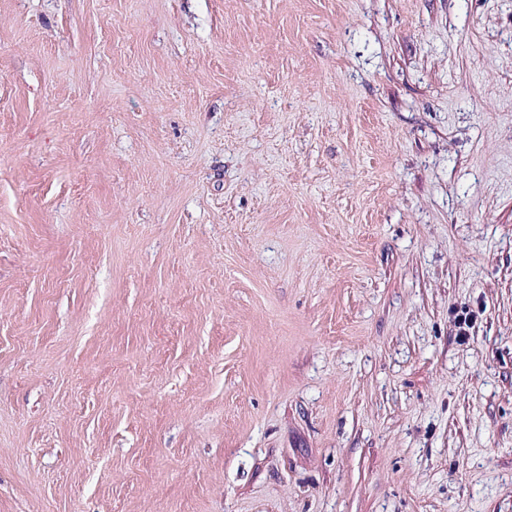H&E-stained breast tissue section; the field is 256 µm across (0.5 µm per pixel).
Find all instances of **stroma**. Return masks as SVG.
Returning a JSON list of instances; mask_svg holds the SVG:
<instances>
[{"label":"stroma","instance_id":"stroma-1","mask_svg":"<svg viewBox=\"0 0 512 512\" xmlns=\"http://www.w3.org/2000/svg\"><path fill=\"white\" fill-rule=\"evenodd\" d=\"M0 512H512V0H0Z\"/></svg>","mask_w":512,"mask_h":512}]
</instances>
